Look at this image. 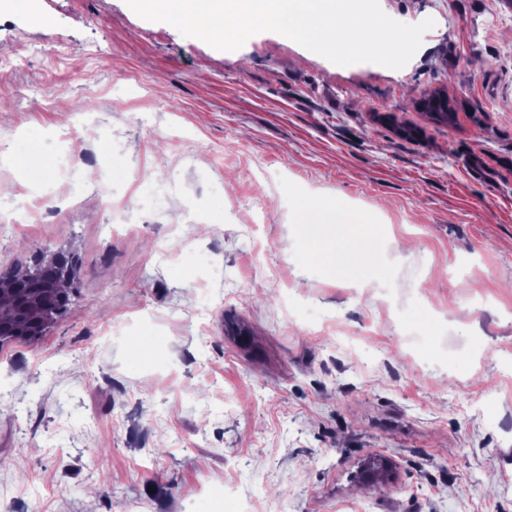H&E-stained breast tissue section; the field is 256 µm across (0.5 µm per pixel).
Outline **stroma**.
I'll return each mask as SVG.
<instances>
[{"instance_id": "stroma-1", "label": "stroma", "mask_w": 512, "mask_h": 512, "mask_svg": "<svg viewBox=\"0 0 512 512\" xmlns=\"http://www.w3.org/2000/svg\"><path fill=\"white\" fill-rule=\"evenodd\" d=\"M12 2L0 271L77 269L43 336L0 344V512H512V0H380L435 21L397 70ZM326 203L369 215L377 270L303 262ZM370 455L396 482H350ZM36 258L37 259L33 264L36 268L42 265L58 266L60 268V280L53 286L46 285V288H53V292L64 297V291L62 288L71 286L72 257L70 254L62 251L45 254V252L41 251L37 254Z\"/></svg>"}]
</instances>
